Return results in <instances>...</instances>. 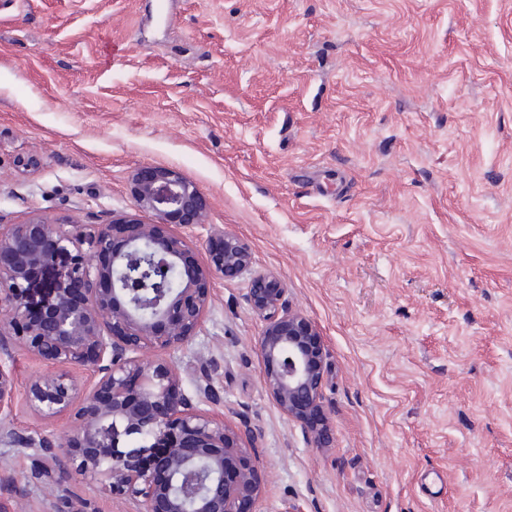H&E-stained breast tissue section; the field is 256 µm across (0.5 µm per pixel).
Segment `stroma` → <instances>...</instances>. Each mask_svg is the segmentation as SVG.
I'll list each match as a JSON object with an SVG mask.
<instances>
[{
    "instance_id": "obj_1",
    "label": "stroma",
    "mask_w": 512,
    "mask_h": 512,
    "mask_svg": "<svg viewBox=\"0 0 512 512\" xmlns=\"http://www.w3.org/2000/svg\"><path fill=\"white\" fill-rule=\"evenodd\" d=\"M142 167L206 198L166 232L203 262L236 235L326 350L325 448L267 394L247 279H214L172 358L250 448L254 512H512V0H0V225L153 223ZM0 366L17 438L69 429L32 377L99 379ZM0 506L66 512L16 441Z\"/></svg>"
}]
</instances>
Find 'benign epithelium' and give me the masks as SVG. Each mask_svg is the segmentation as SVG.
<instances>
[{
    "label": "benign epithelium",
    "instance_id": "benign-epithelium-1",
    "mask_svg": "<svg viewBox=\"0 0 512 512\" xmlns=\"http://www.w3.org/2000/svg\"><path fill=\"white\" fill-rule=\"evenodd\" d=\"M134 216L85 230L47 218L0 225V351L15 347L35 358L95 368L97 384L36 376L27 386L29 407L45 419H71L63 441L30 438L24 447L44 473L74 465L76 481H97L114 497L145 491L136 512H245L260 495L249 449L205 412L190 408L177 368L144 364L131 353L154 345L168 353L187 346L211 301L213 276L234 279L250 269L241 241L222 230L206 264L163 224H203L201 189L171 168L132 174ZM53 270L40 288L31 271ZM175 269L174 288H133L152 271ZM246 300L265 321L257 345L267 392L281 412L300 422L313 448L327 443L322 403L326 351L316 327L286 307L274 275L255 273ZM12 373L0 366V414L12 406Z\"/></svg>",
    "mask_w": 512,
    "mask_h": 512
}]
</instances>
